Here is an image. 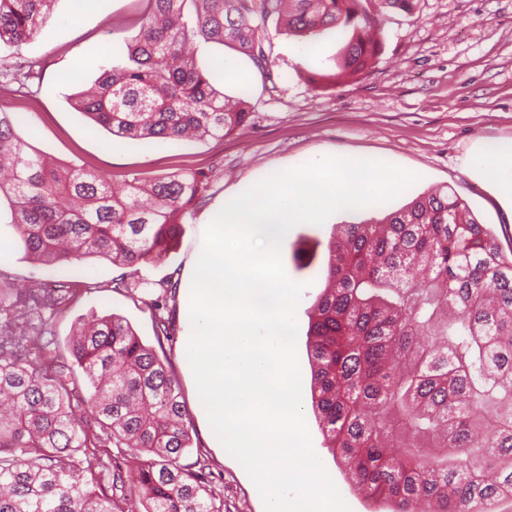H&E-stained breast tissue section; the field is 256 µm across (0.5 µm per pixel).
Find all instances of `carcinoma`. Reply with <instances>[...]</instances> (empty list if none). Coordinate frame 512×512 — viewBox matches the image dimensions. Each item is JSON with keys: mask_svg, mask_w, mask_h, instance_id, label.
<instances>
[{"mask_svg": "<svg viewBox=\"0 0 512 512\" xmlns=\"http://www.w3.org/2000/svg\"><path fill=\"white\" fill-rule=\"evenodd\" d=\"M127 53L98 66L72 108L111 135L176 144L222 139L247 125L246 93L230 100L195 50L230 44L272 65L269 25L344 41L311 76L329 88L369 75L388 11L414 0H136ZM56 0H0V47L33 41ZM0 110V198L25 253L46 266L102 257L153 282L140 266L167 254L179 219L208 177L146 180L59 162ZM326 287L310 313L311 402L328 448L352 482L389 512H492L512 497V259L453 190L434 189L377 219L342 224L329 240ZM72 284L13 288L0 298V512H224L192 447L188 409L171 364L117 314L77 322L68 354L52 353L46 324L18 321L63 303ZM88 408L93 421L78 417ZM126 448L112 494L79 454Z\"/></svg>", "mask_w": 512, "mask_h": 512, "instance_id": "carcinoma-1", "label": "carcinoma"}]
</instances>
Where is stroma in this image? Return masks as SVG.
Masks as SVG:
<instances>
[{
	"mask_svg": "<svg viewBox=\"0 0 512 512\" xmlns=\"http://www.w3.org/2000/svg\"><path fill=\"white\" fill-rule=\"evenodd\" d=\"M70 0H57L52 20L20 49H0V108L15 113L31 143L55 158L119 180L131 172L147 179L181 170L206 173L205 197L183 218L185 232L161 260L140 272L153 280L145 290L113 289L121 269L104 258H90L70 268L33 263L9 216L0 217V239L7 244L0 257V288L33 284L45 288L66 278L75 284V297L66 309L50 317L53 344L65 347L75 321L97 312L126 318L137 335L155 344L156 310L163 281L177 284L164 312L174 329L165 342V355L180 384L189 410L192 447L187 461L204 458L208 481L223 492L228 512H264L256 486L238 461L219 448L208 434L207 421L197 407L193 372L179 353L188 330L179 318L184 288L192 276L204 230L214 210L277 171L294 168L301 157L342 153L380 157L417 174V181L393 200L395 211L418 195L441 186L459 193L479 223L495 233L504 254L512 253V204L470 165L471 155L488 142L512 143V0H415L411 13H389L379 56L361 80L322 90L309 80L321 60L338 54L341 45L319 42L312 54L301 53L298 40L286 32L270 40L272 67L258 70L250 58L211 43L199 55L210 67L211 84L227 97L246 93L252 118L243 131L182 145L158 139L112 137L93 128L83 113L66 101L97 77L86 66L74 78L62 80L75 56L95 57L126 51L125 35H112L113 23L131 17L133 0H97L79 28L66 21ZM231 58L245 79L234 82L214 69V60ZM368 211L342 210L323 225H295L281 247L287 275L305 289L296 307V351L304 414L312 447L326 473L338 487L351 512H377L364 493L351 484L342 465L326 446L311 407V367L307 347L309 316L325 285L321 260L297 268L292 253L303 238L328 242L337 225L368 218Z\"/></svg>",
	"mask_w": 512,
	"mask_h": 512,
	"instance_id": "obj_1",
	"label": "stroma"
}]
</instances>
